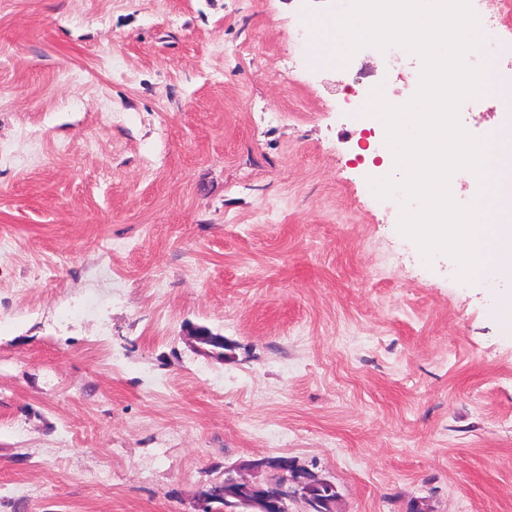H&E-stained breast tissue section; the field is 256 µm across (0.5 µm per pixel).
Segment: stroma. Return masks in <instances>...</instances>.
Masks as SVG:
<instances>
[{
	"label": "stroma",
	"mask_w": 512,
	"mask_h": 512,
	"mask_svg": "<svg viewBox=\"0 0 512 512\" xmlns=\"http://www.w3.org/2000/svg\"><path fill=\"white\" fill-rule=\"evenodd\" d=\"M332 0H0V512H193L286 456L338 512H512V339L367 178ZM222 334L203 350L187 326Z\"/></svg>",
	"instance_id": "stroma-1"
}]
</instances>
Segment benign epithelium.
Returning a JSON list of instances; mask_svg holds the SVG:
<instances>
[{
	"label": "benign epithelium",
	"mask_w": 512,
	"mask_h": 512,
	"mask_svg": "<svg viewBox=\"0 0 512 512\" xmlns=\"http://www.w3.org/2000/svg\"><path fill=\"white\" fill-rule=\"evenodd\" d=\"M280 466L281 461L271 457L257 458L248 464L250 470L266 473H272L280 469ZM230 473L231 480L212 484L199 492L195 512H212V503L229 498L240 499V504L247 512H288V502L297 499L303 500L307 509H312L305 490L309 477L299 469L295 470L290 492L276 498L264 494L261 484L243 479L240 471L232 469Z\"/></svg>",
	"instance_id": "7a95c632"
}]
</instances>
